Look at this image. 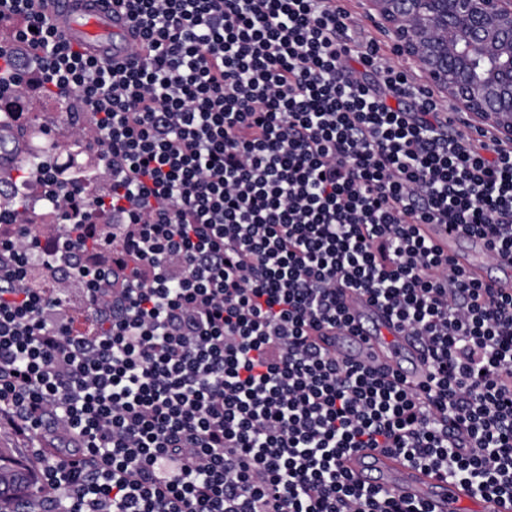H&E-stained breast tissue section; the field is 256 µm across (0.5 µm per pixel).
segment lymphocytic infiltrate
Instances as JSON below:
<instances>
[{
  "mask_svg": "<svg viewBox=\"0 0 512 512\" xmlns=\"http://www.w3.org/2000/svg\"><path fill=\"white\" fill-rule=\"evenodd\" d=\"M115 2L122 62L0 0V113L76 106L102 161L36 171L40 230L0 207V428L43 459L26 512H429L357 482L362 448L512 502V289L422 230L512 257V144L459 127L342 0ZM353 292L421 342L425 381L327 347Z\"/></svg>",
  "mask_w": 512,
  "mask_h": 512,
  "instance_id": "obj_1",
  "label": "lymphocytic infiltrate"
}]
</instances>
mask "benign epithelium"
I'll return each mask as SVG.
<instances>
[{"label": "benign epithelium", "instance_id": "obj_1", "mask_svg": "<svg viewBox=\"0 0 512 512\" xmlns=\"http://www.w3.org/2000/svg\"><path fill=\"white\" fill-rule=\"evenodd\" d=\"M411 58L460 112L512 142V0H369Z\"/></svg>", "mask_w": 512, "mask_h": 512}]
</instances>
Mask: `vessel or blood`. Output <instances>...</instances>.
<instances>
[{
	"label": "vessel or blood",
	"mask_w": 512,
	"mask_h": 512,
	"mask_svg": "<svg viewBox=\"0 0 512 512\" xmlns=\"http://www.w3.org/2000/svg\"><path fill=\"white\" fill-rule=\"evenodd\" d=\"M47 14L69 42L106 60L124 58L134 38L119 8L110 0H50ZM423 230L476 278L502 288L512 286V262L490 260L483 240L448 233L439 224L424 225ZM347 302L356 332L330 337L329 348L345 360L386 365L411 383L424 381L428 370L418 342L401 333L366 297L353 293ZM345 465L359 482L425 503L430 512H512L501 502L474 497L462 483L377 449H360L346 459Z\"/></svg>",
	"instance_id": "1"
}]
</instances>
